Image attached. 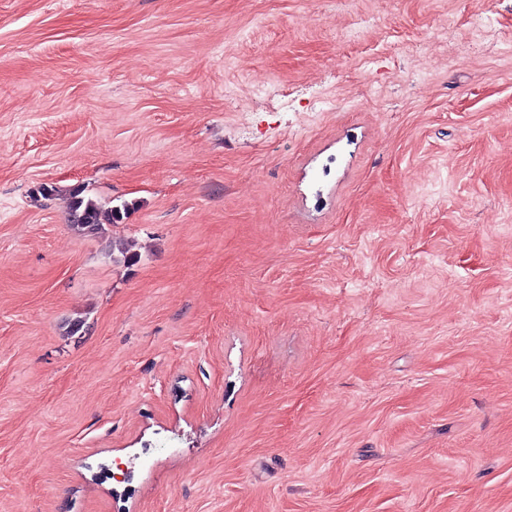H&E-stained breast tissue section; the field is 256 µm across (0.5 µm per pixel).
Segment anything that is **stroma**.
I'll return each mask as SVG.
<instances>
[{"instance_id":"obj_1","label":"stroma","mask_w":512,"mask_h":512,"mask_svg":"<svg viewBox=\"0 0 512 512\" xmlns=\"http://www.w3.org/2000/svg\"><path fill=\"white\" fill-rule=\"evenodd\" d=\"M0 512H512V0H0ZM82 190L72 193L68 222L77 230H98L104 224H115L120 218V208L105 207L92 198H85Z\"/></svg>"}]
</instances>
